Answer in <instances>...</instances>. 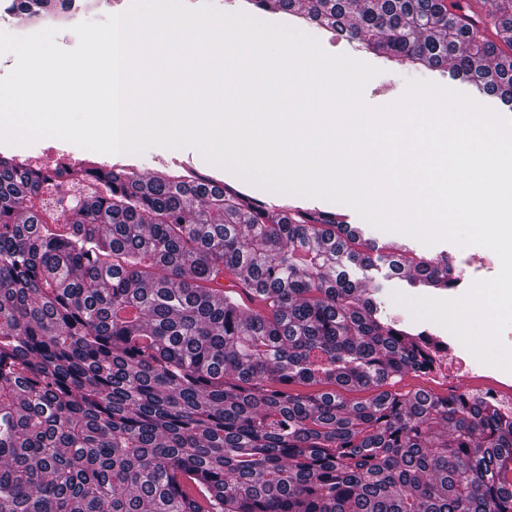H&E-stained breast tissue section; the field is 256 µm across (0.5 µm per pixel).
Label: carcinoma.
<instances>
[{
    "mask_svg": "<svg viewBox=\"0 0 512 512\" xmlns=\"http://www.w3.org/2000/svg\"><path fill=\"white\" fill-rule=\"evenodd\" d=\"M354 16L365 50L472 72L512 56L445 0H247ZM74 224L55 218L57 177ZM334 214L273 212L193 171L0 156V512H512V415L468 392L389 389L448 342L379 314ZM455 286L448 263L391 260ZM243 277L221 288L224 273ZM321 382L327 390L292 393ZM370 387L364 401L343 392Z\"/></svg>",
    "mask_w": 512,
    "mask_h": 512,
    "instance_id": "1",
    "label": "carcinoma"
}]
</instances>
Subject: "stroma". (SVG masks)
I'll return each instance as SVG.
<instances>
[{"instance_id": "stroma-1", "label": "stroma", "mask_w": 512, "mask_h": 512, "mask_svg": "<svg viewBox=\"0 0 512 512\" xmlns=\"http://www.w3.org/2000/svg\"><path fill=\"white\" fill-rule=\"evenodd\" d=\"M132 2L133 0H77L76 5L70 6L64 0H45L40 10L50 16H61L56 42L61 48L70 50L78 43L73 31L75 25L84 21H105L108 15L127 10ZM256 17L265 22L288 25L314 36L327 54H346L376 67L377 75L366 82L362 89V99L370 107L383 108L396 103L406 92L407 80L419 79L463 93L475 103L512 120L511 101L483 93L475 84L456 79L448 69L420 66L397 70L385 58L365 52L359 40L339 36L315 22L300 20L283 13L262 11L257 12ZM124 160L127 165L145 175L157 169L187 162L200 173L227 181L234 178L232 172L209 164L198 153L189 158L177 150L153 148L141 156L126 155ZM308 204L326 213L345 215L348 224L359 229L361 238L372 243L373 248L368 252L369 259L366 263L346 260L342 262L341 268L365 290L367 297L377 304L384 315L406 324H413L414 319L408 308L394 302L393 293L400 292L417 297L424 295L425 290L412 286L408 278L393 273L389 265L393 249H408L414 254L426 257H447L448 267L459 277L460 283L457 287L442 291L441 296L445 299L463 296L472 283L492 279L500 270L497 255L488 248L478 245L460 246L446 240L425 245L409 235L387 232L372 226L350 206L314 198L309 199Z\"/></svg>"}]
</instances>
